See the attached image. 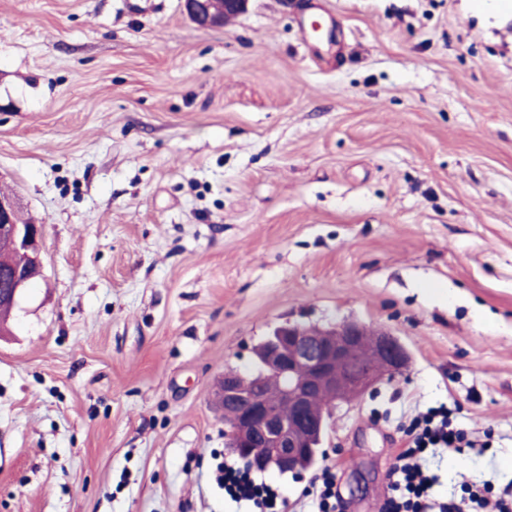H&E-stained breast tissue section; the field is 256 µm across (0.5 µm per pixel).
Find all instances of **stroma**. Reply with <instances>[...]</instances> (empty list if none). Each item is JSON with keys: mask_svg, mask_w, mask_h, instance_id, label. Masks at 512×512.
I'll return each mask as SVG.
<instances>
[{"mask_svg": "<svg viewBox=\"0 0 512 512\" xmlns=\"http://www.w3.org/2000/svg\"><path fill=\"white\" fill-rule=\"evenodd\" d=\"M320 31H313V24ZM473 0H0V192L43 276L0 334V512H254L215 480L225 371L289 323L408 366L328 421L378 512L415 411L494 429L436 496L512 481V46ZM261 478L312 512L310 472ZM220 1L221 7L217 6ZM248 0H185L190 19L201 27H218L246 8Z\"/></svg>", "mask_w": 512, "mask_h": 512, "instance_id": "obj_1", "label": "stroma"}]
</instances>
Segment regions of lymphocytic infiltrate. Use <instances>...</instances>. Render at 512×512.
<instances>
[{"mask_svg": "<svg viewBox=\"0 0 512 512\" xmlns=\"http://www.w3.org/2000/svg\"><path fill=\"white\" fill-rule=\"evenodd\" d=\"M404 436V446L389 468V483L380 512H484L491 503L486 498L487 484L471 483L466 496L440 501L432 494L437 478L424 468L428 452L445 448L458 453L487 446L481 437L457 424L453 409L442 404L418 412L411 417ZM224 491L232 499L251 502L258 512H286V502L249 473L225 471ZM491 504L496 512H512V484L501 489L496 502Z\"/></svg>", "mask_w": 512, "mask_h": 512, "instance_id": "f902f5d3", "label": "lymphocytic infiltrate"}]
</instances>
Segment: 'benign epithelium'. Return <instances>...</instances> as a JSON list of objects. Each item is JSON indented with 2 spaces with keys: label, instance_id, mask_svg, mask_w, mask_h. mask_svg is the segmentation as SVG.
Wrapping results in <instances>:
<instances>
[{
  "label": "benign epithelium",
  "instance_id": "obj_1",
  "mask_svg": "<svg viewBox=\"0 0 512 512\" xmlns=\"http://www.w3.org/2000/svg\"><path fill=\"white\" fill-rule=\"evenodd\" d=\"M248 0H184L190 19L201 27H218L246 8ZM17 200L0 197V240L11 243L18 262L0 265V310H14L30 273L42 274V225L16 220ZM366 353L364 369L348 374L345 363L351 354ZM408 353L388 330L355 321L328 329L290 324L279 328L264 355L267 370L288 378L283 398L288 416L264 394L253 379L226 374L216 402L228 420V437L238 454L264 471H297L302 457L324 432L327 414L337 406L363 397L385 378L402 372ZM329 398L318 409L315 401Z\"/></svg>",
  "mask_w": 512,
  "mask_h": 512
}]
</instances>
